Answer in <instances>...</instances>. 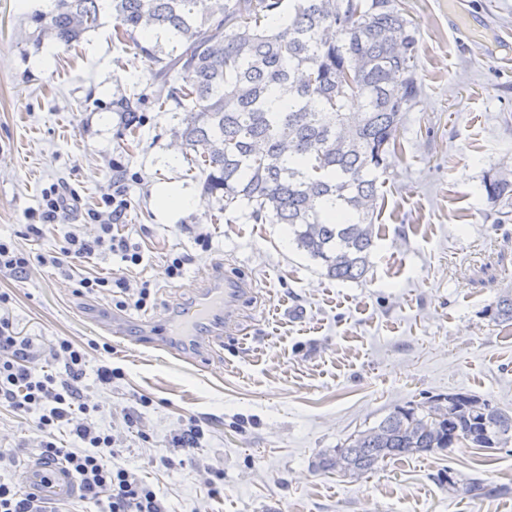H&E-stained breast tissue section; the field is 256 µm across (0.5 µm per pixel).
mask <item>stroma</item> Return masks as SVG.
<instances>
[{
  "label": "stroma",
  "mask_w": 512,
  "mask_h": 512,
  "mask_svg": "<svg viewBox=\"0 0 512 512\" xmlns=\"http://www.w3.org/2000/svg\"><path fill=\"white\" fill-rule=\"evenodd\" d=\"M395 2L418 39L421 94L383 176L370 269L342 282L297 250L287 225L225 223L200 171L167 162L181 144V114L153 102L181 78L156 79L147 53L171 45L113 41L106 11L68 46L35 20L51 0H0V238L30 257L24 277L0 275V314L38 352L62 339L109 345L90 352L83 393L169 512H512V443L400 457L357 479L316 468L398 407L463 392L512 410V326L492 316L512 293V221L498 223L483 189L486 175L512 167V0ZM123 96L142 100L137 133L113 106ZM162 184L191 193L197 207L161 219ZM118 186L131 206L116 230L142 263L102 253L74 260L69 276L43 263L66 232L99 234L91 214ZM52 187L77 192L80 204L45 225L42 195ZM37 223L35 237L28 227ZM201 233L210 248L198 245ZM176 257L186 266L171 279ZM216 263L253 286L245 335L200 346L192 361L137 332L105 331L107 316L177 309ZM94 276L148 284L146 307L119 311L115 287L87 292L79 281ZM103 363L121 372L108 387L93 373ZM191 417L204 431L192 461L166 469L161 457L184 456L172 439ZM32 437L27 416L0 412V446L19 455L6 481L22 485ZM450 471L489 493H449L441 478Z\"/></svg>",
  "instance_id": "stroma-1"
}]
</instances>
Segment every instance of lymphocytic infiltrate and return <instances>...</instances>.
<instances>
[{"instance_id":"1","label":"lymphocytic infiltrate","mask_w":512,"mask_h":512,"mask_svg":"<svg viewBox=\"0 0 512 512\" xmlns=\"http://www.w3.org/2000/svg\"><path fill=\"white\" fill-rule=\"evenodd\" d=\"M103 203L107 213L99 234L87 240L67 233L58 251L49 257L52 264L60 266L65 259L98 252L135 265L142 262V254L132 249L127 238L112 231L130 207L125 192L109 194ZM50 356L63 362V375L39 373L33 363L31 339L18 335L12 322L0 317V409L34 416L39 460L59 463L76 479L85 512H167L157 493L123 463L111 434L86 419L75 421V414L86 416L91 411L80 388L87 375L86 353L63 339ZM62 422L72 427L74 447L61 448L55 442L54 429Z\"/></svg>"}]
</instances>
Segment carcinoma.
<instances>
[{"instance_id":"1","label":"carcinoma","mask_w":512,"mask_h":512,"mask_svg":"<svg viewBox=\"0 0 512 512\" xmlns=\"http://www.w3.org/2000/svg\"><path fill=\"white\" fill-rule=\"evenodd\" d=\"M112 10L113 38L150 54L138 36L179 49L153 57L183 111L178 136L220 211L254 224H286L298 250L325 275L356 281L369 269L380 177L397 157L402 113L420 92L417 39L394 0H53L45 31L71 43ZM355 100L359 111H345ZM487 199L512 206V173L486 176ZM494 319L512 325V294ZM446 416L398 407L316 466L366 474L398 457L512 441V412L455 394Z\"/></svg>"}]
</instances>
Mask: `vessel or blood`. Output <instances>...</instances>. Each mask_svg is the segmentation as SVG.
I'll use <instances>...</instances> for the list:
<instances>
[{
  "label": "vessel or blood",
  "instance_id": "b4317fda",
  "mask_svg": "<svg viewBox=\"0 0 512 512\" xmlns=\"http://www.w3.org/2000/svg\"><path fill=\"white\" fill-rule=\"evenodd\" d=\"M248 292L244 280L216 265L204 273L196 293L188 303L158 321L140 322L148 334L180 343L182 350L193 349L198 339L213 336H239L244 332L241 304ZM26 485L49 499H66L77 492L73 478L60 466L33 462L26 469Z\"/></svg>",
  "mask_w": 512,
  "mask_h": 512
}]
</instances>
